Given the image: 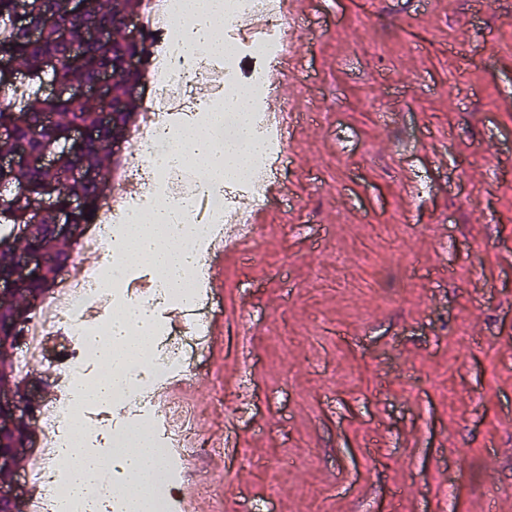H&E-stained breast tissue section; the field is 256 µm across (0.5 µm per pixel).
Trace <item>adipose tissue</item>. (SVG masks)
I'll return each mask as SVG.
<instances>
[{
    "mask_svg": "<svg viewBox=\"0 0 512 512\" xmlns=\"http://www.w3.org/2000/svg\"><path fill=\"white\" fill-rule=\"evenodd\" d=\"M186 4L189 16L186 52L224 53V43L216 36L224 22L217 0H186ZM221 122L222 115L217 112L210 125L186 130L170 143L167 156L180 163L192 159L215 184L247 178L250 161L259 153L250 123L242 121L238 137L231 143L214 135V127ZM182 232L181 225L171 223L168 208H157L150 223L129 225L118 245L120 255L127 261L152 265L170 291L185 292L195 283L193 274L199 267L200 257L182 247ZM87 342L105 371L91 382L76 379L74 390L91 404L111 402L113 393L131 382L125 371L127 363L144 357L153 347L151 313L142 306H121L112 317L108 336H91ZM59 454L76 462L70 485L75 501L86 503L92 490L108 488L109 475L118 471L126 478L123 493L130 512H154L152 487L158 474V461L147 432L137 433L129 447L107 453L87 441L60 449Z\"/></svg>",
    "mask_w": 512,
    "mask_h": 512,
    "instance_id": "1",
    "label": "adipose tissue"
}]
</instances>
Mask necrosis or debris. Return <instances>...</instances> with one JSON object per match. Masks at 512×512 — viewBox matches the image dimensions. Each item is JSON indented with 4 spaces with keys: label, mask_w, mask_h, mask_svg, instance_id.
Returning <instances> with one entry per match:
<instances>
[{
    "label": "necrosis or debris",
    "mask_w": 512,
    "mask_h": 512,
    "mask_svg": "<svg viewBox=\"0 0 512 512\" xmlns=\"http://www.w3.org/2000/svg\"><path fill=\"white\" fill-rule=\"evenodd\" d=\"M182 2L144 0L138 18L139 28L150 47L144 65L151 76L153 92L141 104L131 135V149L114 164V192L102 199L94 225L79 242L82 252L103 254L109 261L103 266L73 261L66 277L50 290L21 329L14 362L15 373L21 378L27 375L31 361L43 354L52 336L60 335L65 340L56 358L55 373V382L63 387L65 396L51 407L38 409L42 445L47 452L32 456L25 468L29 484L35 490L28 501L29 512H79L68 492L70 469L56 464L53 451L69 445L72 436L67 422L85 409L74 394L72 381L96 358L86 339L91 335H107L109 330L108 323L90 315L89 309L95 304L108 307L129 299L128 270L114 255L119 226L132 223L138 216L148 217L157 199L165 196L174 206L176 223L200 228L199 236L184 242L186 248L198 251L212 239L216 225L243 223L244 216L235 206L241 189L260 197L268 182L267 160L263 157L253 161V177L218 189L205 187L202 180L188 178L183 171L172 167L150 164L146 159L147 153L165 152L168 143L188 127L206 123L210 110L220 107L239 91H246L252 104H260L267 94L262 65L276 57L279 43L288 35L287 23L271 0H224L226 38L238 34L243 19L255 14L266 16L268 37L249 40L245 49H232L220 60L191 56L183 49ZM245 53L257 65L251 69L246 85L241 86L231 76ZM210 80L215 83L213 96L208 103H199L195 91L198 85ZM167 297L186 308L188 321L176 330L155 324V332L165 337L163 348L148 358L151 377L155 380L184 369L204 351L207 342L208 318L197 291L170 296L159 287L153 295L140 298L139 303L153 308L158 300ZM196 422L194 410L183 409L177 424L165 426L153 437L162 464L154 490L156 512H175L179 490L186 482L181 456L186 441L194 437Z\"/></svg>",
    "instance_id": "necrosis-or-debris-1"
}]
</instances>
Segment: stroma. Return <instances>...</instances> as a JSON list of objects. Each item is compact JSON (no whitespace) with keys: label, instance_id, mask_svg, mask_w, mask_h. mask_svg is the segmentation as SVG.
<instances>
[{"label":"stroma","instance_id":"obj_1","mask_svg":"<svg viewBox=\"0 0 512 512\" xmlns=\"http://www.w3.org/2000/svg\"><path fill=\"white\" fill-rule=\"evenodd\" d=\"M299 126L187 403L212 512H512V0H304ZM251 380L247 406L226 417Z\"/></svg>","mask_w":512,"mask_h":512}]
</instances>
